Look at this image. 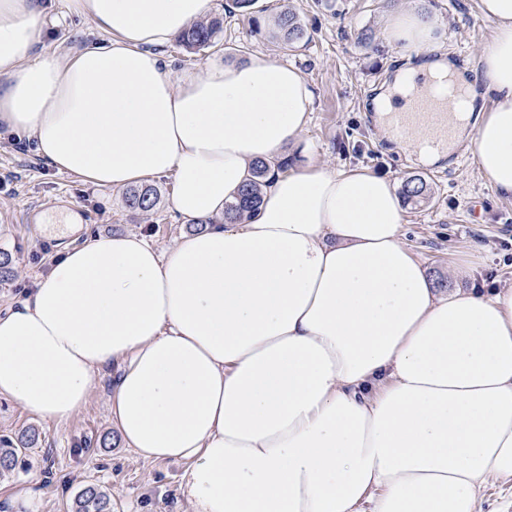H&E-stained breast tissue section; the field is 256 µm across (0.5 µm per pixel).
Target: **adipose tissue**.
<instances>
[{
  "instance_id": "adipose-tissue-1",
  "label": "adipose tissue",
  "mask_w": 512,
  "mask_h": 512,
  "mask_svg": "<svg viewBox=\"0 0 512 512\" xmlns=\"http://www.w3.org/2000/svg\"><path fill=\"white\" fill-rule=\"evenodd\" d=\"M64 7L97 39L57 55L37 50L46 0H0V129L98 188L174 176L169 205L197 227L162 251L84 236L70 212L72 241L0 311V398L63 422L113 368L124 444L183 464L192 512H484V488L512 483V286L435 288L392 181L362 167L276 173L250 218L223 222L254 162L303 131L301 73L264 58L172 73L160 48L214 0ZM479 10L494 31L474 78L436 18L391 15L400 64L372 108L426 78L454 86L451 144L470 139L485 183L512 195V0Z\"/></svg>"
}]
</instances>
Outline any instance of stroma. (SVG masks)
<instances>
[{
    "mask_svg": "<svg viewBox=\"0 0 512 512\" xmlns=\"http://www.w3.org/2000/svg\"><path fill=\"white\" fill-rule=\"evenodd\" d=\"M260 3L263 12L251 17L234 10L232 0H215L214 13L224 19L221 47L194 53L172 43L163 54L173 70L214 58L232 62L258 57L295 66L312 87L314 100L299 144L284 151L293 166H362L397 184L405 176H420L429 196L419 206H407L403 235L436 287L512 285V196L485 184L466 145L431 165L398 150L394 142L378 137L368 108L397 57L384 37L392 12L413 8L437 18L449 58L469 70L492 35L491 24L479 16V0H330L326 8L315 0ZM288 10L308 29L309 44L288 48L270 37L274 16ZM364 30L373 32V46L359 43ZM90 32V22L68 15L57 4L42 47L62 54L80 48ZM156 184L161 190L156 208L131 216L123 190L96 189L58 173L36 155L32 143L1 130L0 250L11 254L15 276L0 284V309L49 271L65 217L74 206L83 208L86 234L143 232L158 247L172 246L189 226L169 206L174 177L157 178ZM471 243L480 250L468 259L469 274L449 280L450 256ZM111 393L112 373L107 370L96 375L85 406L60 424L37 420L0 399V437L36 433L33 447L23 452L22 466L0 476V512H69L72 497L88 484L111 492L112 512H191L180 488L182 465L145 461L125 447L111 421Z\"/></svg>",
    "mask_w": 512,
    "mask_h": 512,
    "instance_id": "obj_1",
    "label": "stroma"
}]
</instances>
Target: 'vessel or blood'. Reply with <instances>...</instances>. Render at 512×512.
<instances>
[{
    "label": "vessel or blood",
    "instance_id": "vessel-or-blood-1",
    "mask_svg": "<svg viewBox=\"0 0 512 512\" xmlns=\"http://www.w3.org/2000/svg\"><path fill=\"white\" fill-rule=\"evenodd\" d=\"M457 94V89L446 87L432 95L427 93L414 97L406 109L388 113L387 130L390 137L402 141L415 131L431 145L447 141L452 133L448 122V102Z\"/></svg>",
    "mask_w": 512,
    "mask_h": 512
}]
</instances>
